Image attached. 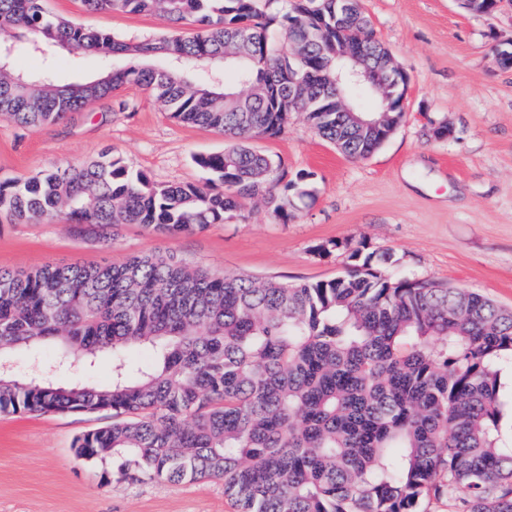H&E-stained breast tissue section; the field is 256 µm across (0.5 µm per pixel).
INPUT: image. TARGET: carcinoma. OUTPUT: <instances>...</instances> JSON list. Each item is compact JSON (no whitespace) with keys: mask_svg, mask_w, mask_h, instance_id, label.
<instances>
[{"mask_svg":"<svg viewBox=\"0 0 512 512\" xmlns=\"http://www.w3.org/2000/svg\"><path fill=\"white\" fill-rule=\"evenodd\" d=\"M280 0H81L85 9L155 15L171 33L129 43L50 13L46 0H0V112L37 126L88 103L138 90L186 124L240 144L195 163L224 186L158 185L119 158L57 167L0 184V214L62 219L105 229L142 224L175 236L240 216L270 193L275 161L248 145L276 137L288 120V70L307 75L299 106L318 135L346 157L356 141L316 64L350 36L362 11L336 0L322 12L304 61ZM191 26L192 31L183 30ZM251 34L237 43L239 31ZM369 63L382 44L363 32ZM75 47L140 64L75 84L59 79L60 50ZM21 52L43 70L15 67ZM207 66V81L193 78ZM254 88L244 102L234 95ZM327 282L259 281L192 269L172 255H135L119 265L0 268V365L31 354L36 376L0 371V413L112 410V424L74 441L95 463L121 460L103 477L138 483L213 479L236 512H512V440L504 438L501 375L512 367V311L464 288L392 279L373 256ZM112 354L106 384L65 383L61 372Z\"/></svg>","mask_w":512,"mask_h":512,"instance_id":"cac0c4a2","label":"carcinoma"}]
</instances>
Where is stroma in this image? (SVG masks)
I'll return each instance as SVG.
<instances>
[{
	"mask_svg": "<svg viewBox=\"0 0 512 512\" xmlns=\"http://www.w3.org/2000/svg\"><path fill=\"white\" fill-rule=\"evenodd\" d=\"M376 38L409 76L405 121L368 159L354 161L320 138L302 113L284 133L253 140L279 162L287 219L259 196L241 217L165 236L138 224L106 231L54 219L0 218V268L119 264L173 254L183 264L232 276L330 281L353 248L380 257L379 271L467 288L512 308V69L495 47L512 45V0L496 14L457 0H360ZM54 14L124 40L161 36L152 15L86 11L80 0H47ZM447 126L449 137L435 136ZM224 134L171 118L128 90L43 126L0 114V182L23 179L108 150L157 184L205 185L195 156L221 153ZM329 253H320V246ZM112 413L0 414V512H235L221 482L102 485V465L75 457V439Z\"/></svg>",
	"mask_w": 512,
	"mask_h": 512,
	"instance_id": "35a3bbf8",
	"label": "stroma"
}]
</instances>
